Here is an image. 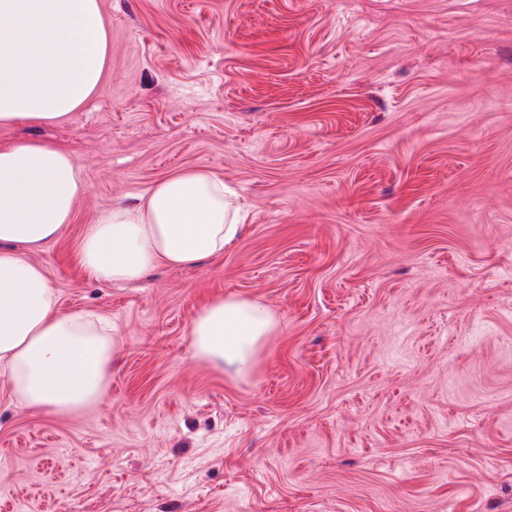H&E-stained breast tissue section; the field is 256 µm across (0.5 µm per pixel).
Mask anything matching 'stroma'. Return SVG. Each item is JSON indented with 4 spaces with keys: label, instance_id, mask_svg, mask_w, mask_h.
Here are the masks:
<instances>
[{
    "label": "stroma",
    "instance_id": "obj_1",
    "mask_svg": "<svg viewBox=\"0 0 512 512\" xmlns=\"http://www.w3.org/2000/svg\"><path fill=\"white\" fill-rule=\"evenodd\" d=\"M109 68L76 111L0 126L86 191L34 252L61 312L109 317L95 408L0 378V512H512V0H99ZM203 166L246 227L113 286L87 224ZM275 314L245 377L196 311Z\"/></svg>",
    "mask_w": 512,
    "mask_h": 512
}]
</instances>
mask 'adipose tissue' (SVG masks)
Here are the masks:
<instances>
[{
    "label": "adipose tissue",
    "mask_w": 512,
    "mask_h": 512,
    "mask_svg": "<svg viewBox=\"0 0 512 512\" xmlns=\"http://www.w3.org/2000/svg\"><path fill=\"white\" fill-rule=\"evenodd\" d=\"M107 54L99 0H0V125L53 122L80 108ZM85 190L70 156L52 145L0 149V376L22 405L49 415L101 402L116 349L111 320L90 310L61 313L44 267L30 257L70 223ZM242 230L235 188L195 167L99 215L78 259L97 280L131 284L160 265L223 254ZM278 326L254 300L229 294L197 311L190 334L201 361L243 376Z\"/></svg>",
    "instance_id": "adipose-tissue-1"
}]
</instances>
